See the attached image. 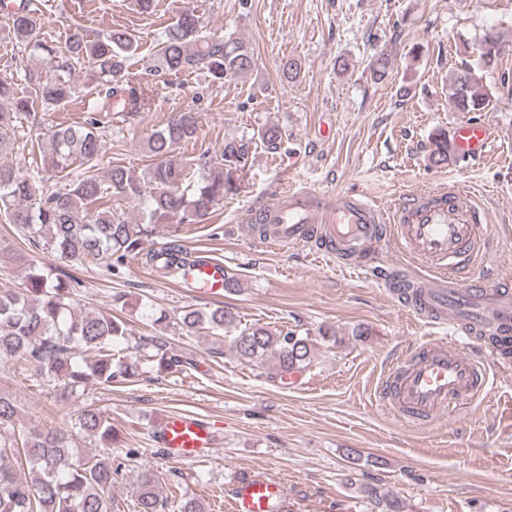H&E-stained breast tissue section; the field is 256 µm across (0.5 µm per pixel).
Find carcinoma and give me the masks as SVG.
<instances>
[{"instance_id": "1", "label": "carcinoma", "mask_w": 512, "mask_h": 512, "mask_svg": "<svg viewBox=\"0 0 512 512\" xmlns=\"http://www.w3.org/2000/svg\"><path fill=\"white\" fill-rule=\"evenodd\" d=\"M42 27V18L22 8L12 15L14 39L29 44ZM53 65L54 76L45 80L26 75L31 92L47 110H55L74 97L70 71L73 62L87 64L92 87L106 88L99 99V111L81 124H57L51 134V148L42 157L41 174L16 170L8 161L17 141L16 132L29 100L15 93L13 83L0 80V218L27 238H42L60 260L96 262L107 269L136 253L149 226L201 221L234 189L236 173L245 167L247 148L234 142L224 144L221 159L194 176L187 164L169 159L178 145L196 138L198 116L182 112L148 139L149 151L160 162L135 176L127 168L112 167L103 180L95 162L101 150V125L113 114L126 121L150 109V89L126 78L128 59L138 45L132 35L112 29L94 40L86 36L80 20L73 21L65 52L41 43ZM254 64L253 53L239 38L218 36L197 14L181 11L160 36L156 50L157 73L201 71L211 82L222 84L228 76L246 73ZM391 56L382 52L375 58L372 74L384 79ZM500 39L493 31L484 34L478 48L477 65L463 64L453 72L450 105L459 112H484L492 95L483 77L499 70ZM454 156L448 148V134L434 139L431 159L436 165ZM79 172L68 188L48 195L39 182L50 173L70 167ZM112 197L135 201L141 219L132 224L112 212ZM188 252L172 240L157 251L146 253V262L162 274L189 265ZM81 282L71 276L55 279L39 270L28 273L24 286L0 291V361L15 358L33 368L36 377L54 390V401L65 409L73 393L95 383L110 386L117 378L136 376L135 364L115 363L112 345L128 335L127 324L107 312L78 316L70 310L71 296ZM236 318L222 307L208 312L186 310L181 323L190 331L208 330L219 336L235 325ZM229 352L245 364L274 359L280 379L305 371L314 361L315 344L310 336L294 330H271L263 326L245 328L230 338ZM134 350L160 371L183 366L187 361L169 352L161 336H140ZM18 407L0 394V457L16 455L29 470L30 478L0 464V512H114L112 482L116 473L112 454L82 457L76 451L74 435L62 427L25 430L16 425ZM81 431L112 447V418L87 408L78 417ZM157 478L147 470L137 485V512H159Z\"/></svg>"}]
</instances>
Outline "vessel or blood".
Returning a JSON list of instances; mask_svg holds the SVG:
<instances>
[{"mask_svg":"<svg viewBox=\"0 0 512 512\" xmlns=\"http://www.w3.org/2000/svg\"><path fill=\"white\" fill-rule=\"evenodd\" d=\"M450 146L461 156L487 154V124L457 123ZM259 215L276 227L267 240L273 247L315 241L320 254L368 263L372 246L387 241L400 261L386 270L383 284L426 325L446 328V335L422 339L415 355L392 360L374 388L376 405L408 425H429L464 400L475 401L488 392L480 357L487 337L512 327V282L492 279L480 267L494 243L486 213L470 194L451 185L409 195L384 209L362 194H342L327 205L316 192L290 189ZM180 278L197 293L222 295L224 263L197 261ZM464 339L471 342L472 353L461 351ZM159 438L177 462L198 460L203 450L215 446L210 423L191 412L167 415ZM285 496L281 480L255 474L235 482L226 509L283 512Z\"/></svg>","mask_w":512,"mask_h":512,"instance_id":"1","label":"vessel or blood"}]
</instances>
